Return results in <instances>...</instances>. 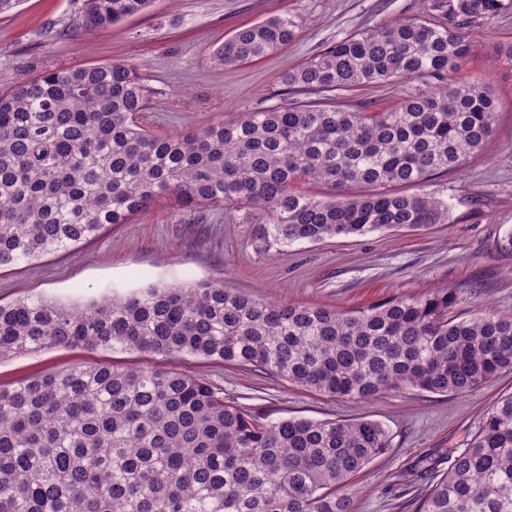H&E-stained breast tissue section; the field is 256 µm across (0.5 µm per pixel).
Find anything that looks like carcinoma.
I'll use <instances>...</instances> for the list:
<instances>
[{
  "label": "carcinoma",
  "instance_id": "carcinoma-1",
  "mask_svg": "<svg viewBox=\"0 0 512 512\" xmlns=\"http://www.w3.org/2000/svg\"><path fill=\"white\" fill-rule=\"evenodd\" d=\"M151 0H81L75 24L106 30ZM512 0H430L349 34L288 70L313 94L162 136L135 120L147 90L122 62L45 72L0 93V271L126 224L160 198L184 210L264 209L256 240L295 242L428 228L444 208L421 185L493 137L499 101L463 80L470 29ZM296 22L238 30L226 66L281 49ZM440 85L383 112L335 99L399 79ZM377 187L317 200L300 181ZM440 288L365 308L270 303L222 284L149 287L70 308L0 303V360L49 348L126 349L247 366L335 399L416 389L464 395L512 370V314L455 311ZM370 419L267 421L208 379L151 364L85 363L0 387V512H356L354 477L390 447ZM414 476L412 512H512V394L488 409L467 447Z\"/></svg>",
  "mask_w": 512,
  "mask_h": 512
}]
</instances>
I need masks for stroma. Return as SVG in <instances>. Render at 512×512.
I'll use <instances>...</instances> for the list:
<instances>
[{
  "label": "stroma",
  "instance_id": "stroma-1",
  "mask_svg": "<svg viewBox=\"0 0 512 512\" xmlns=\"http://www.w3.org/2000/svg\"><path fill=\"white\" fill-rule=\"evenodd\" d=\"M427 0H153L105 32L75 25L77 0H21L0 17V89L47 70L106 62L134 65L149 98L139 124L178 134L283 102L282 75L349 33L419 12ZM295 18L294 39L265 58L236 66L214 59L238 29L274 16ZM470 68L499 100L495 133L459 169L432 177L418 193L441 202L445 217L428 230H389L297 242L266 251L256 242L266 223L253 206L203 207L187 215L161 200L126 224L107 225L76 248L0 272V300L40 297L68 306L128 295L150 283L210 281L274 302L351 310L386 299L454 290L462 310L482 305L512 313V66L497 51L512 42V11L476 26ZM423 78L356 90L339 104L380 112L429 89ZM85 362L152 364L201 374L224 388L226 400L251 397L269 419L377 421L391 446L355 478L357 512H411V472L469 442L487 408L512 393V371L465 395L405 390L363 403L336 400L251 368L184 356L133 351L51 348L0 361V384Z\"/></svg>",
  "mask_w": 512,
  "mask_h": 512
}]
</instances>
